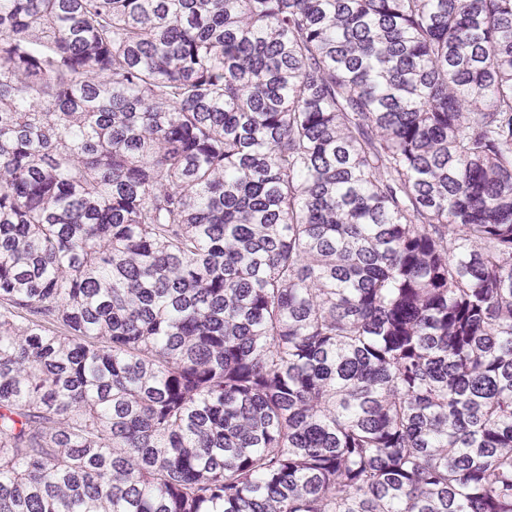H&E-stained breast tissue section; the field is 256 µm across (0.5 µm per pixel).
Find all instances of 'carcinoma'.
<instances>
[{
    "label": "carcinoma",
    "mask_w": 512,
    "mask_h": 512,
    "mask_svg": "<svg viewBox=\"0 0 512 512\" xmlns=\"http://www.w3.org/2000/svg\"><path fill=\"white\" fill-rule=\"evenodd\" d=\"M0 512H512V0H0Z\"/></svg>",
    "instance_id": "1"
}]
</instances>
